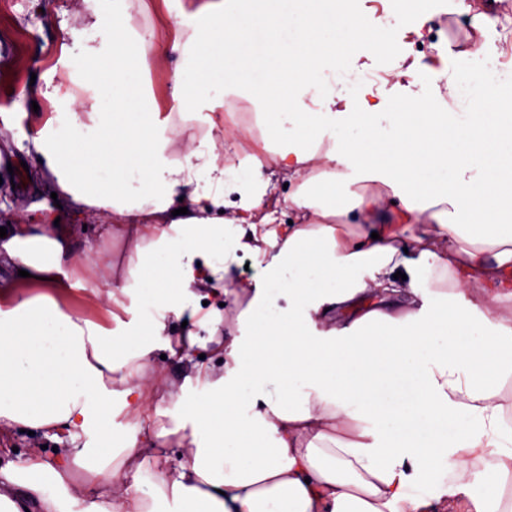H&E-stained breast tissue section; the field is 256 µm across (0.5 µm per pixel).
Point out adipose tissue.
I'll use <instances>...</instances> for the list:
<instances>
[{
  "label": "adipose tissue",
  "mask_w": 512,
  "mask_h": 512,
  "mask_svg": "<svg viewBox=\"0 0 512 512\" xmlns=\"http://www.w3.org/2000/svg\"><path fill=\"white\" fill-rule=\"evenodd\" d=\"M452 2L467 43L390 70L423 90L404 106L337 94L340 55L369 30L349 8L330 22L277 0L258 19L191 0L195 23L162 40L131 26L133 0H97L82 26L61 24L56 63L20 92L53 110L32 117L28 150L60 206L0 238L22 271L0 281V425L55 429L68 445L0 466V512H154L149 480L177 512H512V320L489 310L512 302V228L499 219L512 214V115L491 94L506 76L486 41L488 0ZM159 44L179 61L167 112L144 85ZM448 91L481 105L449 111ZM231 94L264 133L228 163ZM176 112L198 128L178 157ZM281 170L297 181L295 221H251ZM231 205L238 216L224 217ZM64 214L102 216L133 242L123 288L151 335L63 308L80 281ZM247 254L265 271L239 289ZM442 273L451 289L432 288ZM33 283L41 294L24 295ZM197 289L236 306L234 329L187 302ZM171 317L184 334L159 342ZM173 368L193 394L176 422L198 444L186 456L149 415L170 399ZM115 404L134 434L108 467L106 449L75 442ZM80 461L95 475L83 498L67 482Z\"/></svg>",
  "instance_id": "adipose-tissue-1"
}]
</instances>
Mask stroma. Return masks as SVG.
Here are the masks:
<instances>
[{"instance_id":"1","label":"stroma","mask_w":512,"mask_h":512,"mask_svg":"<svg viewBox=\"0 0 512 512\" xmlns=\"http://www.w3.org/2000/svg\"><path fill=\"white\" fill-rule=\"evenodd\" d=\"M95 0H0V129L11 128L14 143L10 152L0 155V180L10 183V191L0 194V208L4 210H31L53 206L50 177L34 182L29 178V169L37 161L26 152L30 127L27 119L32 108H39L43 115H50L47 103L33 105L31 100L19 99L20 89L28 85L32 75L42 73L45 65L59 46V21L76 25L80 15L93 7ZM426 11L432 12L430 41L460 45L465 41L469 27L457 21L451 12L450 0H426ZM344 65L356 71L376 73L377 78L366 85V92L392 96L391 83L385 81L384 71L391 66L388 58L375 54L368 44L342 59ZM71 230L80 242L83 263L81 281L72 292L68 308L82 313L95 321L105 320L109 307L102 293L104 285L121 287L124 283L121 259L129 255L130 245L125 239L108 237L98 223L75 221ZM112 255V266L98 263L100 251ZM132 428L125 415H102L92 424L81 442L90 448L111 442L121 447L131 435ZM48 438L43 433L28 434L14 426L0 430V461L16 466L24 465L33 449H42L44 456L53 457V449L47 446Z\"/></svg>"}]
</instances>
